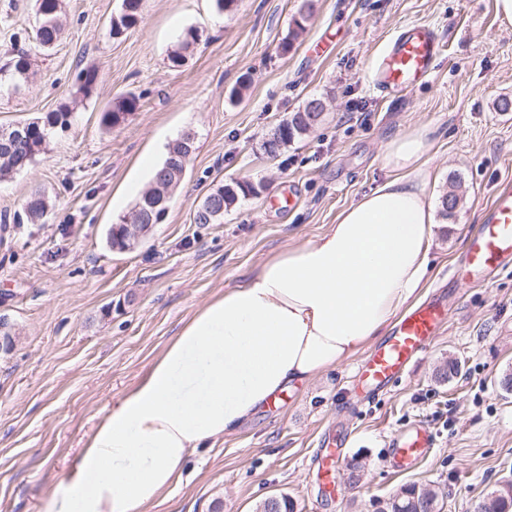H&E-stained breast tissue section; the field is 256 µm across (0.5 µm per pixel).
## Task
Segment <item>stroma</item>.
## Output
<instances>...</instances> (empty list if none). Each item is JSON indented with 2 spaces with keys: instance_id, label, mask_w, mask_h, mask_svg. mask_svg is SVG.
I'll use <instances>...</instances> for the list:
<instances>
[{
  "instance_id": "stroma-1",
  "label": "stroma",
  "mask_w": 512,
  "mask_h": 512,
  "mask_svg": "<svg viewBox=\"0 0 512 512\" xmlns=\"http://www.w3.org/2000/svg\"><path fill=\"white\" fill-rule=\"evenodd\" d=\"M496 0H315L303 31L302 0H143L142 19L109 35L121 0H65L64 33L36 48L35 0H0V65L31 50L34 74L0 93V125L65 107L71 124L26 170L0 179V512H39L74 469L97 417L139 376L189 313L245 284L262 262L315 238L380 185L385 145L424 132L430 191L450 179L464 199L438 229L421 300L449 291L447 324L432 348L387 393L356 401L357 361L328 371L186 464L183 482L150 512H257L285 495L295 512H385L407 486L436 491L438 512H472L512 482V266L487 286L449 287L448 275L478 227L495 183L512 178V26ZM425 24L443 43L433 76L397 98L367 73L404 27ZM207 39L181 65L169 56L188 27ZM97 72L90 94L79 74ZM134 94L135 112L112 129L101 114ZM311 98L322 121L283 149L267 133ZM196 151L165 220L132 251L110 250L107 229L130 215L169 147L185 130ZM258 192L214 224L194 213L218 185ZM53 201L45 222L21 220L33 188ZM460 370L436 379L446 361ZM428 425L436 445L415 468H388L389 438ZM348 437L335 471L343 497L325 496L310 465L325 435ZM358 463L355 485L346 466Z\"/></svg>"
}]
</instances>
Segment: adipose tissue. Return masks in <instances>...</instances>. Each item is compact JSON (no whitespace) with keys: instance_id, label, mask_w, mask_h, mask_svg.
<instances>
[{"instance_id":"obj_1","label":"adipose tissue","mask_w":512,"mask_h":512,"mask_svg":"<svg viewBox=\"0 0 512 512\" xmlns=\"http://www.w3.org/2000/svg\"><path fill=\"white\" fill-rule=\"evenodd\" d=\"M428 149L421 133L389 142L381 185L196 308L98 418L40 512H147L198 449L363 352L428 274L437 230Z\"/></svg>"}]
</instances>
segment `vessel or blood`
Returning <instances> with one entry per match:
<instances>
[{
  "instance_id": "obj_1",
  "label": "vessel or blood",
  "mask_w": 512,
  "mask_h": 512,
  "mask_svg": "<svg viewBox=\"0 0 512 512\" xmlns=\"http://www.w3.org/2000/svg\"><path fill=\"white\" fill-rule=\"evenodd\" d=\"M441 51V40L427 25H411L392 38L370 69L373 87L387 96L412 90L429 79ZM512 266V178L500 180L484 208V219L467 238L454 279L463 282L492 283L501 270ZM445 307L440 300L423 303L403 317L391 334L358 366L354 381L371 395H378L400 381L409 366L430 350L443 324ZM339 437L329 438L316 454L312 466L317 470L320 489L335 495L333 474ZM390 463L404 471L422 460L435 446V435L425 425L410 424L390 438Z\"/></svg>"
}]
</instances>
